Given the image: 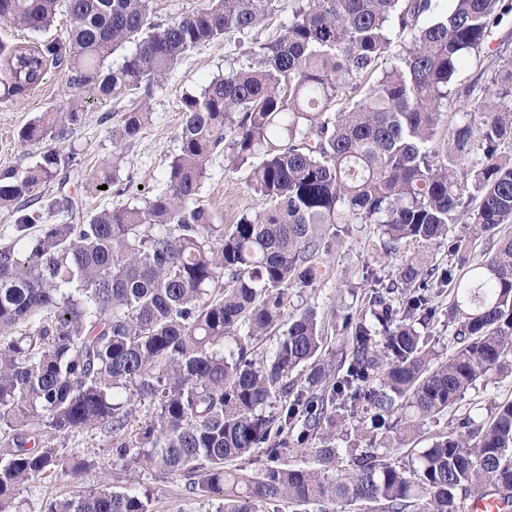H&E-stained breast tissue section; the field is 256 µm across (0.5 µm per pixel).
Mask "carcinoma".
Wrapping results in <instances>:
<instances>
[{"mask_svg": "<svg viewBox=\"0 0 512 512\" xmlns=\"http://www.w3.org/2000/svg\"><path fill=\"white\" fill-rule=\"evenodd\" d=\"M298 0L288 24L255 42L247 63L182 99L179 149L166 189L137 206L85 211L38 189L66 181L76 152L50 149L33 165L0 170V209L17 214L0 245V512H21L19 487L75 478L91 461L58 442L104 432L122 458L182 477L219 512H280L340 501L361 512H463L478 493L512 512V401L484 421L465 415L397 466L366 449L337 469L332 442L359 411L369 438L415 435L490 374H512V62L492 97L439 138L451 84L512 0ZM152 0H0V21L34 35L59 12L70 28L42 42L0 40V100L39 88L52 68L78 94L24 125V147L65 139L84 99L130 98L112 155L86 183H120L127 153L149 123L147 101L194 48L246 35L280 0H202L167 23ZM406 39L391 53L393 38ZM115 66L105 62L126 46ZM228 151L248 169L260 202L233 224L199 204L207 163ZM479 200L476 209L470 202ZM67 214L59 224L49 215ZM496 239L472 266L413 259L401 288L377 281L365 311L346 317L351 353H324L312 307L287 314L290 290L315 288L333 270L328 242L352 224H375L387 254L428 247L462 219ZM39 226V233L30 230ZM453 285L454 351L435 358L419 328L436 314L433 289ZM400 292L399 303L392 294ZM282 329L274 349L254 341ZM149 413L129 427L135 407ZM317 440L318 468L282 461L288 439ZM256 473L241 464L254 449ZM43 512H151L133 488L55 499Z\"/></svg>", "mask_w": 512, "mask_h": 512, "instance_id": "1", "label": "carcinoma"}]
</instances>
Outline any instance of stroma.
<instances>
[{"mask_svg":"<svg viewBox=\"0 0 512 512\" xmlns=\"http://www.w3.org/2000/svg\"><path fill=\"white\" fill-rule=\"evenodd\" d=\"M297 0H282V11L251 34L231 36L224 42L204 44L181 61L161 85L157 86L149 103L152 112L149 124L132 148L124 170L128 190L123 195L101 192L84 196L82 187L98 163L113 150L112 132L117 127L115 115L127 108V101H94L85 105L79 126L66 140L55 142L56 150H76L80 163L70 173L65 185L47 184L46 192L66 195L82 200L84 208L104 209L118 201L141 202L166 187L167 163L178 148L179 112L182 96L197 93L211 79L243 62V45L252 41H265L275 36L291 19ZM512 60V18H507L493 29L480 55L471 57L468 64L454 78L456 92L448 103L444 116V130H451L463 112L472 110L478 98L491 90V76L507 61ZM73 93L69 74L60 69L50 70L39 90L24 98L0 103V169L26 168L39 156L38 151H25L17 144L19 130L41 112L59 107ZM224 153L213 154L207 164V176L199 195L201 204L223 214L225 223H232L240 214L259 211L260 205L247 187V169L232 172ZM379 233L375 225H354L351 234L331 244L322 259L334 266L333 279L315 290L292 295V308L316 306L323 318L327 347L334 354L349 352L350 344L341 330L342 318L358 314L367 303L375 279L397 278L406 259L422 254L427 265L448 268L455 265L447 245L418 249L403 243L387 254L384 261L372 263L370 255L379 247ZM512 400V377L491 376L478 382L465 398L434 422L425 423L412 445H404L397 438L376 437L375 441L361 438L354 422H347L337 431L335 443L340 448H372L382 459L400 462L410 459L412 449L428 447L432 437L448 431L456 419L471 415L485 419L493 413L496 404ZM112 441L103 433H81L66 439L64 453L77 454L93 460V467L75 479H44L22 485L17 494L23 512H43L51 498L68 497L90 492L106 485L133 488L150 494L152 512H215V502L189 494L180 477H166L144 472L132 462L113 455Z\"/></svg>","mask_w":512,"mask_h":512,"instance_id":"stroma-1","label":"stroma"}]
</instances>
